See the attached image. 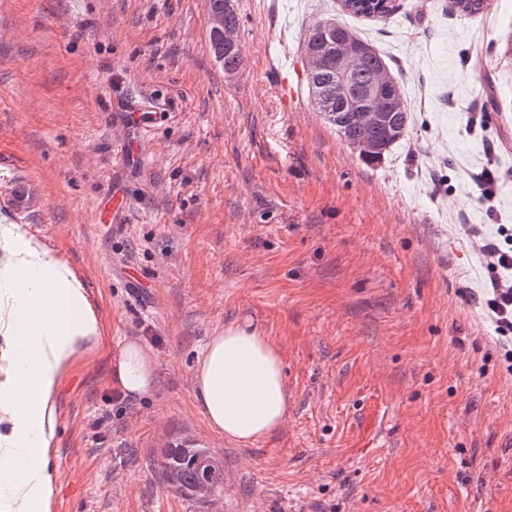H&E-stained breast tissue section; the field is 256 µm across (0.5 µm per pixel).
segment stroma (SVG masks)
I'll use <instances>...</instances> for the list:
<instances>
[{
	"mask_svg": "<svg viewBox=\"0 0 512 512\" xmlns=\"http://www.w3.org/2000/svg\"><path fill=\"white\" fill-rule=\"evenodd\" d=\"M234 6L228 74L207 0H0V217L73 270L103 329L56 396L52 512H512V363L481 250L512 226L490 118L512 116V0ZM329 17L382 54L411 114L373 164L308 96L300 37ZM141 96L171 117L125 173L128 222L96 223L118 107ZM244 322L288 385L286 422L252 446L212 431L193 390L211 336ZM134 338L157 362L144 398L112 376ZM178 438L221 462L212 504L163 485ZM370 1H385L386 3L378 7L376 3H370ZM393 2V0H342L341 4L344 11L349 14L383 17L393 11Z\"/></svg>",
	"mask_w": 512,
	"mask_h": 512,
	"instance_id": "1",
	"label": "stroma"
}]
</instances>
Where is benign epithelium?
Instances as JSON below:
<instances>
[{"label":"benign epithelium","instance_id":"benign-epithelium-1","mask_svg":"<svg viewBox=\"0 0 512 512\" xmlns=\"http://www.w3.org/2000/svg\"><path fill=\"white\" fill-rule=\"evenodd\" d=\"M209 26L216 31L224 32V47L236 45L237 32L224 28V21L218 16L209 18ZM304 56L307 69L316 78L331 63L336 64V96L332 97L323 91L318 83L310 84L313 99L323 112L331 111V101H336V111L345 108L362 111L363 124L370 131L390 128L391 115L383 111V103L389 98L394 84L392 73L381 69L373 80L363 88H357L351 81L354 66L372 50L357 41L351 35L336 37L325 36L305 44ZM201 478L193 489V498L201 502H209L223 496V485L215 482L212 477L213 466L209 459L198 457Z\"/></svg>","mask_w":512,"mask_h":512}]
</instances>
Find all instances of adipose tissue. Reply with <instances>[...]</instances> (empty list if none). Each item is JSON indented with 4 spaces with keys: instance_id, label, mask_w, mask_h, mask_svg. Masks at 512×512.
Returning a JSON list of instances; mask_svg holds the SVG:
<instances>
[{
    "instance_id": "obj_1",
    "label": "adipose tissue",
    "mask_w": 512,
    "mask_h": 512,
    "mask_svg": "<svg viewBox=\"0 0 512 512\" xmlns=\"http://www.w3.org/2000/svg\"><path fill=\"white\" fill-rule=\"evenodd\" d=\"M102 325L75 275L21 225L0 218V512H51L54 470L46 453L62 374L97 350ZM131 396L150 393L156 360L136 340L112 360ZM195 398L211 429L252 445L288 416V387L277 348L256 327L225 326L193 372Z\"/></svg>"
}]
</instances>
